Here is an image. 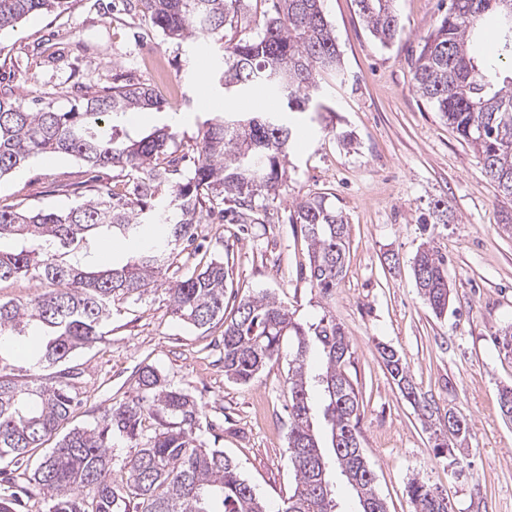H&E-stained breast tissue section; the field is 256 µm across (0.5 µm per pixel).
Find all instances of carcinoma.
I'll list each match as a JSON object with an SVG mask.
<instances>
[{
	"mask_svg": "<svg viewBox=\"0 0 512 512\" xmlns=\"http://www.w3.org/2000/svg\"><path fill=\"white\" fill-rule=\"evenodd\" d=\"M75 0H0V31L22 19L60 15ZM152 27L165 37L207 38L233 21L237 0H141ZM394 0H357L359 14L381 44L402 29ZM275 15L253 38L224 48L219 81L238 92L256 86L277 89L290 112H314L316 75L338 70L336 38L321 0H275ZM497 24V54L512 65V0H449L447 13L423 39L414 65L416 92L430 103L478 154L485 176L512 202V73L480 62L474 42L488 17ZM165 103L147 87L114 86L62 112L50 105L35 110L0 92V177L33 155L63 153L92 169L125 172L121 192L100 191L66 211L0 209V239L13 237L12 251L0 249V283L25 278L40 291L25 300L0 301V336L15 339L30 326L44 330L40 356L20 381L0 354V460L20 461L57 434L80 403L63 368L70 355L103 340L112 302L164 290L172 313L206 328L224 322L220 362L224 376L247 384L279 360H288V453L296 486L281 512H338L329 480L335 467L355 491L361 512H388L361 446L359 391L348 374L354 351L342 324L332 316L303 323L268 293L239 301L224 320V262L184 266L168 276L170 256L195 239L196 226L224 215L234 203L233 221L262 224L266 209L256 199L279 194L291 128L279 115L224 112L198 132V160L189 175L176 177L170 148L176 133L157 129L145 136L117 130L113 117L136 108L161 110ZM166 228L162 243L145 245L120 267L89 270L95 246L138 237L141 221ZM291 223L301 225L307 243L312 287L329 297L345 275L347 227L344 215L323 196L296 203ZM416 288L438 316L448 313L451 289L447 258L427 246L413 258ZM493 341L512 353V327ZM317 348L323 366L310 362ZM402 395L431 425L444 424L460 448L469 434L463 416L450 410L440 418L418 399L406 361L391 346L378 348ZM323 396L322 416L331 453L320 445L313 390ZM136 395L105 410L93 426L71 429L31 470L16 475L48 498V512H268L238 465L221 448L200 441L202 404L146 365L135 379ZM155 421L152 431L145 422ZM135 444L124 465L122 485L112 480V448ZM408 495L414 512H449L448 499L413 477Z\"/></svg>",
	"mask_w": 512,
	"mask_h": 512,
	"instance_id": "1",
	"label": "carcinoma"
}]
</instances>
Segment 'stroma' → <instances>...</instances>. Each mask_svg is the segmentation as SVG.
<instances>
[{
	"label": "stroma",
	"mask_w": 512,
	"mask_h": 512,
	"mask_svg": "<svg viewBox=\"0 0 512 512\" xmlns=\"http://www.w3.org/2000/svg\"><path fill=\"white\" fill-rule=\"evenodd\" d=\"M402 32L381 46L362 21L356 0H323L341 53L339 75H323L327 111L290 114L293 140L278 196L262 224H220L199 235L195 262L214 259L229 272L224 312L240 299L269 292L300 321L332 315L342 323L354 355L349 373L360 392L364 454L389 512H412L409 478L419 477L448 499L451 512H512V418L499 408L498 390L512 383V354L492 342L512 324V233L501 227L512 207L488 180L478 157L421 98L413 66L422 39L441 19L439 0H395ZM273 0H240L223 38L174 40L153 33L141 0H76L61 15L30 17L0 31V90L18 103L33 100L68 110L85 94L115 85L152 86L137 34L149 31L179 83L177 113L144 110L119 126L148 133L169 125L181 169L198 158L202 123L237 107V92L202 82L222 46L255 35ZM351 133L343 146L325 124ZM119 169L91 172L76 157L31 158L0 177V207L63 211L94 191L121 181ZM322 196L348 224L346 275L322 298L300 267L306 243L289 223L296 202ZM449 221L421 229L437 201ZM432 241L448 259L453 311L436 316L415 286L412 261ZM103 342L78 350L68 365L83 397L69 426H89L134 393L136 371L147 364L168 382L200 397L199 437L240 466L245 479L280 512L293 493L288 460L286 362L271 364L249 383L224 376L219 362L223 325L197 329L178 320L158 290L116 302ZM385 343L406 359L420 399L468 420L464 447L447 451L387 373L376 349Z\"/></svg>",
	"instance_id": "1"
}]
</instances>
